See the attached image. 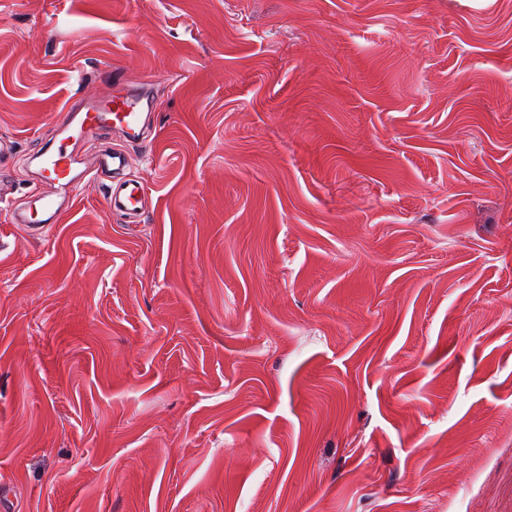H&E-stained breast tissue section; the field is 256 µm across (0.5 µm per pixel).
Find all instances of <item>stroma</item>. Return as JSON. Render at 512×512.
Instances as JSON below:
<instances>
[{"label":"stroma","mask_w":512,"mask_h":512,"mask_svg":"<svg viewBox=\"0 0 512 512\" xmlns=\"http://www.w3.org/2000/svg\"><path fill=\"white\" fill-rule=\"evenodd\" d=\"M155 82L141 223L12 214ZM5 512H512V0H0Z\"/></svg>","instance_id":"1"}]
</instances>
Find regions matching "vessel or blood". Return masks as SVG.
I'll return each instance as SVG.
<instances>
[{
	"instance_id": "obj_1",
	"label": "vessel or blood",
	"mask_w": 512,
	"mask_h": 512,
	"mask_svg": "<svg viewBox=\"0 0 512 512\" xmlns=\"http://www.w3.org/2000/svg\"><path fill=\"white\" fill-rule=\"evenodd\" d=\"M152 78L134 84L114 83L103 94L66 105L55 122L59 137L39 155V176L50 182L54 190L39 195L29 213L18 214L16 221L34 236L48 233L70 210L77 191L94 181L98 174L108 172L112 182L106 189L109 210L125 222H141L146 212L148 186L127 173L133 157L127 151L106 148L93 160L79 162L75 153L77 142L85 136L104 138L113 131H122L125 138L138 144L152 143V130L146 122L155 108L150 94Z\"/></svg>"
}]
</instances>
